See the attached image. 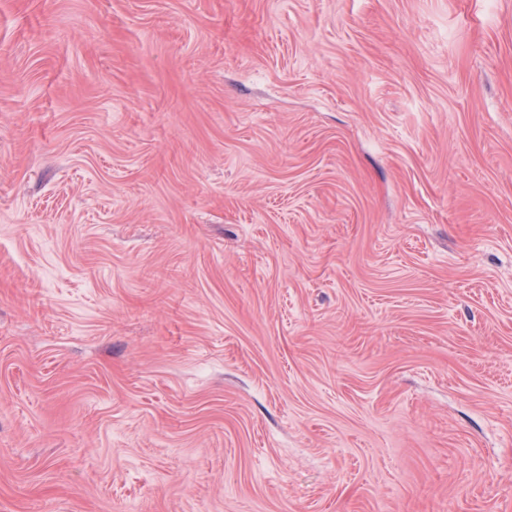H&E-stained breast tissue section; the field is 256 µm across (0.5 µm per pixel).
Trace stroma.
I'll return each instance as SVG.
<instances>
[{"label": "stroma", "mask_w": 512, "mask_h": 512, "mask_svg": "<svg viewBox=\"0 0 512 512\" xmlns=\"http://www.w3.org/2000/svg\"><path fill=\"white\" fill-rule=\"evenodd\" d=\"M0 512H512V0H0Z\"/></svg>", "instance_id": "35a3bbf8"}]
</instances>
